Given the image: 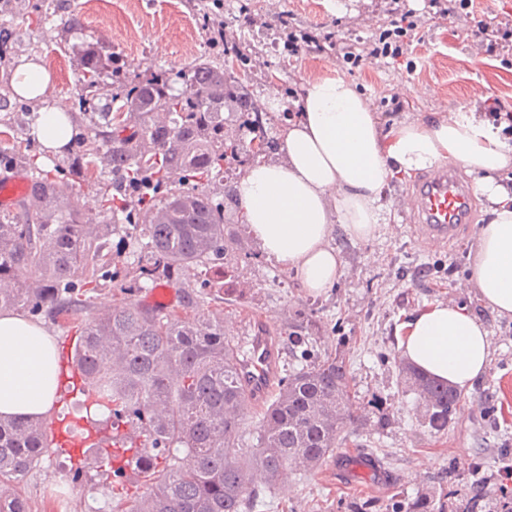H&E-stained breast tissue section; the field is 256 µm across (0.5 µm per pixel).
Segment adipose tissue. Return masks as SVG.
<instances>
[{"label": "adipose tissue", "instance_id": "ef3b65f1", "mask_svg": "<svg viewBox=\"0 0 512 512\" xmlns=\"http://www.w3.org/2000/svg\"><path fill=\"white\" fill-rule=\"evenodd\" d=\"M52 77L39 55H23L9 75L14 98L30 105L29 138L50 155L74 135L71 119L49 98ZM300 115L279 135L287 158L253 163L237 185L246 224L264 251L291 270L306 294L318 296L338 279L342 257L335 227L353 240L379 234L381 200L393 176L453 161L477 174L485 198L470 257L469 279L482 302L512 316V142L502 125L476 111L410 119L383 129L350 81L327 77L307 85ZM402 356L424 375L466 392L485 374L491 346L483 324L449 302L425 304L401 325ZM58 363L44 326L0 313V416L25 421L56 400Z\"/></svg>", "mask_w": 512, "mask_h": 512}]
</instances>
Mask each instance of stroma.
<instances>
[{
    "mask_svg": "<svg viewBox=\"0 0 512 512\" xmlns=\"http://www.w3.org/2000/svg\"><path fill=\"white\" fill-rule=\"evenodd\" d=\"M242 0H224V34L251 56L241 78L264 107L265 128L277 139L288 99L299 98L314 80L334 76L352 81L379 112L385 125L419 115L487 111L496 104L512 113V43L489 54L477 36L480 25L512 24V0H473L452 19L434 15L428 0H262L252 25H243ZM197 0H55L57 12L77 15L70 29L54 27L43 0H0V93H9L7 76L22 54L49 61L50 95L71 112L78 131L94 116L75 109L73 95L82 75L81 58L100 43L111 45L114 66L104 69L105 94L118 93L112 75L126 78L157 71L177 73L194 56L185 49L184 32L194 30L208 43V30L197 15ZM414 10L422 27L406 59L376 60L365 67L349 63L338 42L378 38L401 12ZM321 38L320 50L289 55L279 18ZM483 85L487 98L474 102L471 89ZM416 176L391 181L383 200L389 219L382 234L362 242L335 230L342 272L326 295L311 297L291 271L260 253L238 262L239 279L230 299L213 304L229 338L240 341L264 327L271 340L307 311L320 350H344L356 396L353 409L366 419L347 445L320 468L292 471L274 487V499L258 512H349L352 500L372 501L385 512L393 494L413 499L442 490L446 512H503L512 503V479L502 472L512 465V318L484 306L469 283V254L484 217L481 197H474L472 222L447 245L423 244L401 218L400 194ZM445 301L464 307L485 326L491 358L485 375L461 401L448 432L430 434L423 425L421 401L405 385L398 348L402 321L423 304ZM457 464V477L437 478ZM112 475L103 468L76 471L69 455L52 453L18 486L29 512H109Z\"/></svg>",
    "mask_w": 512,
    "mask_h": 512,
    "instance_id": "35a3bbf8",
    "label": "stroma"
}]
</instances>
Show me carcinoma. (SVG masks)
Segmentation results:
<instances>
[{
	"label": "carcinoma",
	"instance_id": "1",
	"mask_svg": "<svg viewBox=\"0 0 512 512\" xmlns=\"http://www.w3.org/2000/svg\"><path fill=\"white\" fill-rule=\"evenodd\" d=\"M102 44L84 54L75 104L100 96ZM246 59L234 45L195 59L178 73L177 92L167 73L122 83L121 111L103 108L101 122L77 137L76 156L62 175L39 169L16 150L11 165L23 169L29 194L43 197L49 222L27 207L0 213V312L47 314L80 322L72 351L80 374L82 406L112 415V441L142 463V484L129 485L112 470V512H256L287 470H311L334 455L349 430L362 425L352 410L348 359L317 350L300 320L284 332L300 368L278 381L260 412L256 443L239 447L251 398L238 368V348L224 337V322L209 309L213 269L236 278L232 258L242 241L228 231L224 199L213 186L224 171L272 150L248 86L234 76ZM0 95L3 135L19 134L25 113L10 112ZM243 119L249 149L224 138V113ZM165 114L159 122L155 115ZM102 191L96 215L73 202L77 184ZM138 252L132 267H112V237ZM165 279L179 304L165 311L137 299L146 282ZM118 282L126 299L83 318L86 287ZM423 404V423L434 435L448 432L461 396L448 385L401 368ZM42 418H0V512H28L15 483L39 462L51 439ZM388 512H445L432 495L413 501L394 496Z\"/></svg>",
	"mask_w": 512,
	"mask_h": 512
}]
</instances>
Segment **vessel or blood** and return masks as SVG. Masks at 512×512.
Listing matches in <instances>:
<instances>
[{
  "label": "vessel or blood",
  "mask_w": 512,
  "mask_h": 512,
  "mask_svg": "<svg viewBox=\"0 0 512 512\" xmlns=\"http://www.w3.org/2000/svg\"><path fill=\"white\" fill-rule=\"evenodd\" d=\"M471 213V185L450 166L426 172L407 193L405 215L416 233L433 245H443L454 239L459 229L470 223ZM246 345L242 377L250 390L264 391L270 378V345L265 337L258 335L247 337ZM40 427L44 433L53 435L56 443L64 445L75 463L84 462L81 444L68 442L61 421L48 419L41 422Z\"/></svg>",
  "instance_id": "1"
}]
</instances>
